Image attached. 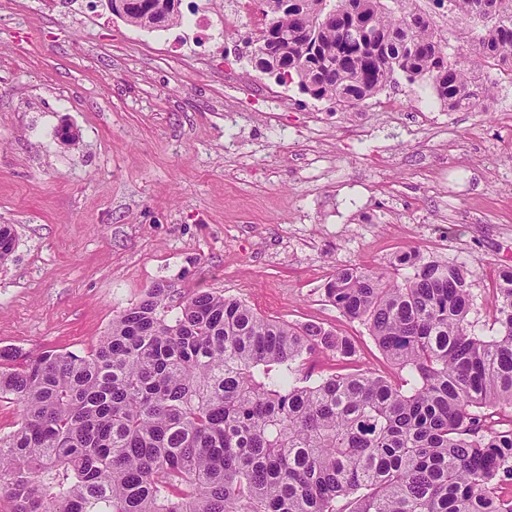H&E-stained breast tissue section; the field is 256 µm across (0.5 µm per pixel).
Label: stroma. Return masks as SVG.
<instances>
[{
	"label": "stroma",
	"mask_w": 512,
	"mask_h": 512,
	"mask_svg": "<svg viewBox=\"0 0 512 512\" xmlns=\"http://www.w3.org/2000/svg\"><path fill=\"white\" fill-rule=\"evenodd\" d=\"M211 24L143 29L102 0H0V348L89 351L155 283L203 289L257 313L351 337L361 366L394 374L366 326L324 296L336 267L396 278L417 248L472 272L470 314L492 319L512 267V73L489 69L470 24L410 0L450 53L495 85L451 111L428 81L388 84L362 106L259 71L254 24L224 0H181ZM70 125L72 142L57 132Z\"/></svg>",
	"instance_id": "stroma-1"
}]
</instances>
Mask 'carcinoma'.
Returning <instances> with one entry per match:
<instances>
[{"label": "carcinoma", "mask_w": 512, "mask_h": 512, "mask_svg": "<svg viewBox=\"0 0 512 512\" xmlns=\"http://www.w3.org/2000/svg\"><path fill=\"white\" fill-rule=\"evenodd\" d=\"M117 17L160 26L159 0ZM365 18L353 34L323 9ZM470 20L485 62L512 71V0H448ZM286 53L280 84L347 109L401 73L427 78L448 110L491 92L445 52L406 0H296L262 12ZM16 246L0 224V264ZM412 273L338 267L328 301L365 325L397 380L356 366L353 341L323 326L257 315L198 291L170 305L156 284L112 319L89 351L0 349V499L9 512H512V268L494 276L495 330L469 319L473 275L461 263L396 255ZM329 351L348 371L313 375Z\"/></svg>", "instance_id": "cac0c4a2"}]
</instances>
